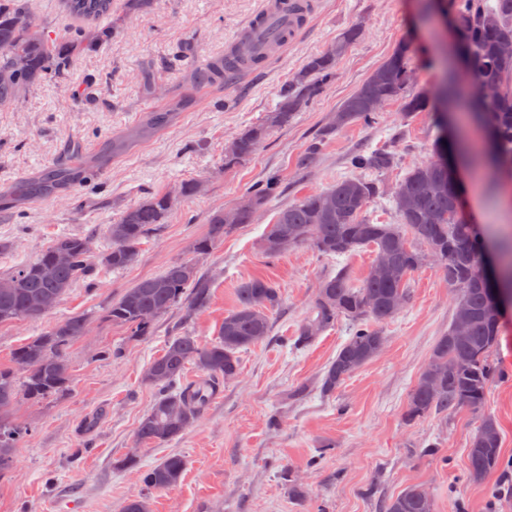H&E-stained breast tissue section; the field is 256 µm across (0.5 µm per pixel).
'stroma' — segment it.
I'll use <instances>...</instances> for the list:
<instances>
[{
  "label": "stroma",
  "instance_id": "35a3bbf8",
  "mask_svg": "<svg viewBox=\"0 0 512 512\" xmlns=\"http://www.w3.org/2000/svg\"><path fill=\"white\" fill-rule=\"evenodd\" d=\"M265 2L145 0L132 10L127 0H112L101 25L117 28L114 39L74 49L59 73L0 107V275L62 234H93V249L102 252L103 227L126 208L151 193L175 191L187 179L202 185L196 197L177 200L166 224L143 239L132 266L97 269L40 320L0 324V365L6 366L16 347L55 322L79 315L90 321L68 350V389L38 402L17 398L8 412L27 436L12 467L0 474V512H123L128 501L145 495L151 512H385L386 502L413 484L429 492L436 512H512L511 494L494 495L501 484L512 485V311L501 320L491 354L499 373L483 413L497 422L501 465L472 482L468 453L482 415L462 406L446 417H404L409 394L455 315L454 291L439 263L428 261L412 275L407 305L380 326L385 345L378 356L325 396L314 385L350 337L351 322L338 318L302 349H294V338L319 281L342 269L362 280L374 252L360 247L327 257L299 246L271 259L259 247L282 207L349 177L347 158L358 148L393 145L398 163L374 174L380 194L365 215L375 224L396 223L393 189L431 155L442 129L459 130L447 119L441 93L447 76L460 69L453 37L435 0H313L302 33L266 64L232 84L199 83L200 62L223 55ZM355 24L363 35L339 59L323 93L274 129L254 156L225 167V149L236 135L265 120L306 61ZM402 43L410 47L412 88L429 97L426 110L408 115L400 101H388L374 124L354 122L329 135L316 166L300 171V152ZM184 95L189 102L176 120L116 151L105 171L88 172L85 184L11 202L9 191L28 177L87 161L147 113L163 109L167 98ZM461 177L463 217L479 224L487 240L512 236V203L496 184L478 182L470 163ZM267 181L276 190L255 223L238 227L211 253H195L208 217ZM177 261L194 263L207 282L206 307L191 315L174 307L148 336L103 319L127 288ZM253 276L282 291L270 335L241 351L238 375L221 383L185 434L161 446L136 443V427L156 398L144 381L147 365L171 337L215 340L236 306L237 285ZM112 347L121 348L122 358H103ZM432 442L439 448L433 456L425 452ZM132 452L139 469L116 468ZM169 454L186 461L180 481L145 492L140 468ZM287 472L304 484V496L289 494Z\"/></svg>",
  "mask_w": 512,
  "mask_h": 512
}]
</instances>
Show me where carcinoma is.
<instances>
[{
  "label": "carcinoma",
  "instance_id": "obj_1",
  "mask_svg": "<svg viewBox=\"0 0 512 512\" xmlns=\"http://www.w3.org/2000/svg\"><path fill=\"white\" fill-rule=\"evenodd\" d=\"M65 12L77 20L69 34L59 35L29 11L24 0H0V99L15 96L19 89L42 83L60 71L74 45L90 46L97 40L87 37L100 21L112 13V0H61ZM446 11L458 22L459 48L472 76L471 86L492 84L498 95L486 102L479 119L493 128L496 139L489 142L491 161L497 172L512 171V57L499 54V46L512 42V0H446ZM361 36V27L345 30L334 46L309 58L303 70L280 92L281 101L267 121L240 132L224 165L231 166L256 153L270 131L288 124L320 95L333 77L336 63L344 51ZM26 65H15L17 57ZM263 58L252 54L247 42L216 59L200 77L202 83H232L240 74L260 67ZM411 81L409 50L399 45L388 59L347 98L337 110L338 123L310 141L297 159V167L308 171L315 166L329 134L354 121L374 123L377 100H401L403 111L412 114L425 110L428 99L422 92L404 94ZM171 112H152L144 128L157 132L172 119ZM359 174L336 182L328 189L304 196L280 210L268 225L261 241L262 252L276 257L286 248L308 246L325 256L343 255L359 247H371L375 259L394 265L397 276L386 280L369 272L359 284L340 270L334 277L319 282L311 314L299 326L294 348L315 341L321 331L345 316L353 323L352 336L343 344L317 381L316 389L330 396L349 376L374 359L382 350L385 337L377 325L397 315L409 300L410 276L428 257L440 261L448 286L457 292V307L470 312L471 323L464 336L454 327L434 344L427 367L410 392L405 417L423 418L434 411L446 413L460 405L479 411L483 408L489 382L496 368L489 353L498 341L502 310L493 295L512 290V252L499 250L501 279L483 278L485 242L480 232L460 215L458 187L448 167L437 157L413 167L397 186L394 199L397 224H374L364 212L378 195L375 182L361 176L372 171L383 173L394 168L396 155L387 147L348 157ZM58 174H48L23 188L27 194L52 192ZM271 187L258 183L246 199L236 206L234 222L223 214L209 217L208 232L194 244L205 253L224 240L235 227L253 223L257 212L266 206ZM174 207L166 192L127 208L115 224L103 233L108 246L93 258L85 244L90 237L62 234L37 255L0 277V323L19 319L38 320L54 310L78 278L94 274L97 267L124 270L139 256L141 241L165 223ZM423 243L426 252L416 251L409 240ZM64 253L68 260L54 262ZM209 288L198 277L196 267L186 261L173 262L157 277L142 280L126 289L105 309V317L126 325L139 336H148L154 322L181 303L187 313L205 307ZM282 304V292L262 277H251L237 288L235 309L224 316L218 339L204 343L183 334L172 337L151 366L152 377L145 382L156 391L151 409L136 428L138 440L161 445L183 435L202 417L221 381L234 378L239 371L240 350L265 340L271 332L270 315ZM89 322L81 316L65 318L39 336L21 344L12 353V365L0 367V471L12 463L23 441L25 429L5 418L4 411L22 395L32 401L64 390L69 374L57 368L67 359L72 343L86 334ZM200 377L183 383L188 366ZM500 436L495 420L482 419L469 450V478L478 481L499 467ZM186 468L180 455H168L157 464L140 470L142 484L152 492L174 486ZM386 512H435L432 497L421 485H411L389 500Z\"/></svg>",
  "mask_w": 512,
  "mask_h": 512
}]
</instances>
